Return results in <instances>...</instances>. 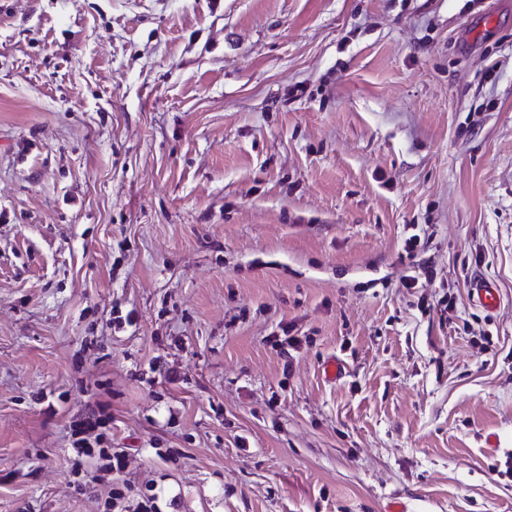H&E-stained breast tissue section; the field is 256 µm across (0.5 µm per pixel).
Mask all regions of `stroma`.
<instances>
[{
	"instance_id": "stroma-1",
	"label": "stroma",
	"mask_w": 512,
	"mask_h": 512,
	"mask_svg": "<svg viewBox=\"0 0 512 512\" xmlns=\"http://www.w3.org/2000/svg\"><path fill=\"white\" fill-rule=\"evenodd\" d=\"M150 487L512 512V0H0V512ZM471 295L474 302L489 313L495 312L500 305L498 288L487 280H474L471 284ZM105 406L98 400L87 403V416L79 424L73 427L71 435L75 440L73 441V450L78 457L75 459V464L81 465L80 459L86 458V461H91L95 468H91V472H98L106 469L111 471L113 469H122L126 453L122 448H112L110 441L106 439L104 434H98L95 437V444L97 447H92L85 438H77V436L94 431L97 427L105 424L101 414L104 412ZM102 444H107L102 446Z\"/></svg>"
}]
</instances>
